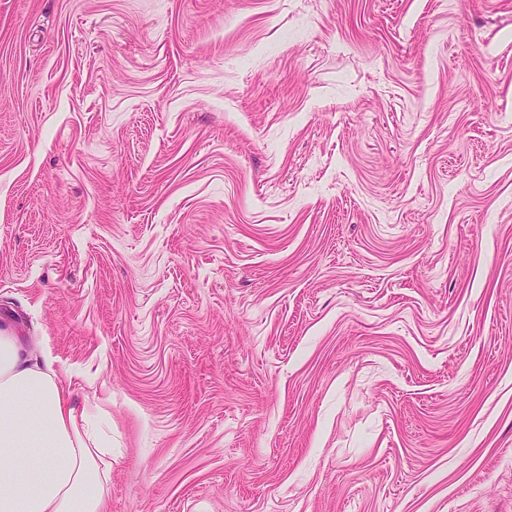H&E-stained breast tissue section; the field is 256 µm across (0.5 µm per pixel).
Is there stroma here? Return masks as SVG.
Returning a JSON list of instances; mask_svg holds the SVG:
<instances>
[{
	"mask_svg": "<svg viewBox=\"0 0 512 512\" xmlns=\"http://www.w3.org/2000/svg\"><path fill=\"white\" fill-rule=\"evenodd\" d=\"M4 315L109 512H512V0H0Z\"/></svg>",
	"mask_w": 512,
	"mask_h": 512,
	"instance_id": "stroma-1",
	"label": "stroma"
}]
</instances>
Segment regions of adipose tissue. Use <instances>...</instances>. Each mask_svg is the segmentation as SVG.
<instances>
[{
  "mask_svg": "<svg viewBox=\"0 0 512 512\" xmlns=\"http://www.w3.org/2000/svg\"><path fill=\"white\" fill-rule=\"evenodd\" d=\"M56 363L0 320V512H107L112 430Z\"/></svg>",
  "mask_w": 512,
  "mask_h": 512,
  "instance_id": "ef3b65f1",
  "label": "adipose tissue"
}]
</instances>
